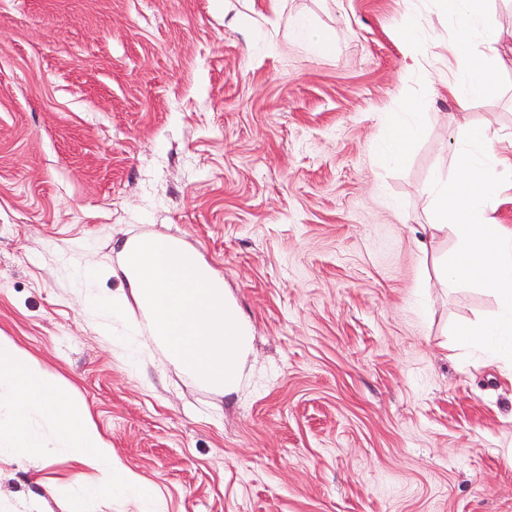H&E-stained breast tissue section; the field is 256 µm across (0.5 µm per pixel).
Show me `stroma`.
Listing matches in <instances>:
<instances>
[{"label":"stroma","mask_w":512,"mask_h":512,"mask_svg":"<svg viewBox=\"0 0 512 512\" xmlns=\"http://www.w3.org/2000/svg\"><path fill=\"white\" fill-rule=\"evenodd\" d=\"M330 31L333 50L293 20ZM421 20L423 71L397 38ZM437 0H0V332L60 375L161 512H512V382L460 344L496 314L441 287L423 229L466 126L512 135V63L459 110ZM424 104L417 144L386 129ZM179 239L252 329L235 392L177 369L129 302L101 336L77 274L130 292L134 238ZM0 462V512L78 480ZM295 31L299 38L306 40L316 51L322 54H329L333 47L331 33L306 18L296 20ZM416 142L415 126L409 120L400 122L388 130L384 139L383 160L391 165H402Z\"/></svg>","instance_id":"1"}]
</instances>
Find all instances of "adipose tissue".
I'll list each match as a JSON object with an SVG mask.
<instances>
[{
	"mask_svg": "<svg viewBox=\"0 0 512 512\" xmlns=\"http://www.w3.org/2000/svg\"><path fill=\"white\" fill-rule=\"evenodd\" d=\"M453 33L448 53L458 74L449 80V98L460 109L474 100L499 92L493 69L502 61V32L487 17L489 0H439ZM512 191V136H503L484 125L469 127L458 149L457 173L451 179L434 176L430 192L435 200L431 234H452L457 246L435 269L445 286L475 283L494 294L501 314L485 323L458 328L466 341H499L512 335V229L498 224L495 214L503 196ZM96 276H79L85 287V306L102 318L122 317L126 300L93 289ZM67 460L86 471L87 481L72 485L49 483L50 495L74 505L90 498L139 502L159 497L135 471L114 454L87 409L66 385L13 337L0 333V459L26 455L51 463L58 447Z\"/></svg>",
	"mask_w": 512,
	"mask_h": 512,
	"instance_id": "1",
	"label": "adipose tissue"
}]
</instances>
